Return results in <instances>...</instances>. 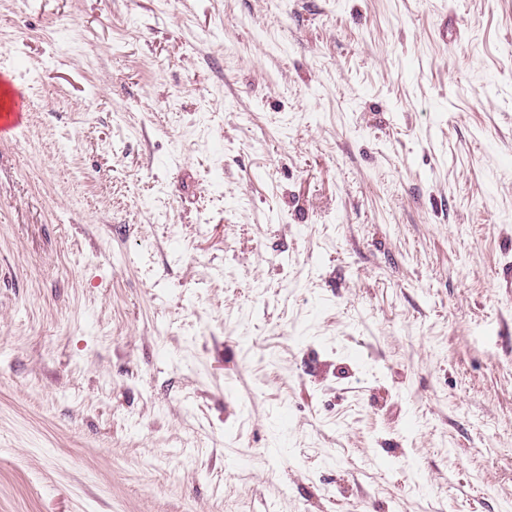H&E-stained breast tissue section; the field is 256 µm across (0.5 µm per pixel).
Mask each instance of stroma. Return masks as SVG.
I'll list each match as a JSON object with an SVG mask.
<instances>
[{"instance_id": "35a3bbf8", "label": "stroma", "mask_w": 512, "mask_h": 512, "mask_svg": "<svg viewBox=\"0 0 512 512\" xmlns=\"http://www.w3.org/2000/svg\"><path fill=\"white\" fill-rule=\"evenodd\" d=\"M0 512H512V0H0Z\"/></svg>"}]
</instances>
